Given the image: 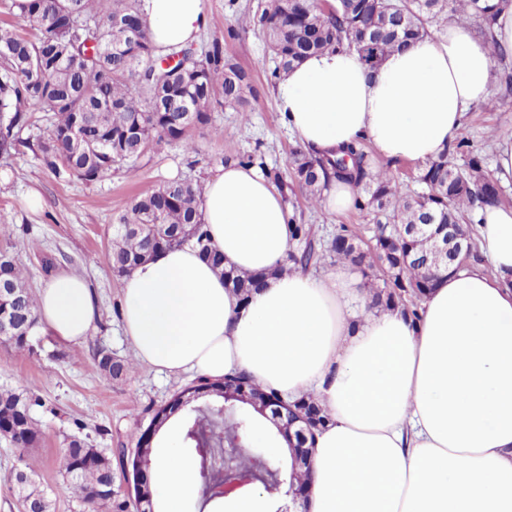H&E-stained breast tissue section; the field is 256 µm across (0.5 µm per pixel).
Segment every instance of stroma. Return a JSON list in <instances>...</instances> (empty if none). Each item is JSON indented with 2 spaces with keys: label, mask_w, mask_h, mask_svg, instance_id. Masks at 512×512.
Wrapping results in <instances>:
<instances>
[{
  "label": "stroma",
  "mask_w": 512,
  "mask_h": 512,
  "mask_svg": "<svg viewBox=\"0 0 512 512\" xmlns=\"http://www.w3.org/2000/svg\"><path fill=\"white\" fill-rule=\"evenodd\" d=\"M264 4L265 0H203L210 24L201 44L219 41L225 56L251 74L255 92L248 95L245 110L214 109L210 125L193 131L198 153L165 144L135 165L113 171L108 179H60L33 148L47 135V122L39 112L34 127L25 132L31 147L21 148L8 159L0 157V224L10 230L9 244L22 260L29 288H36L49 271L65 269L83 276L99 302V318L81 342L63 344L45 330L40 333V347L31 352L0 342V387H28L38 395L41 404L33 408L32 415L42 432L40 443L22 455L0 438V475L17 461H25L36 482L48 492L51 512H90L88 505L70 493L55 467L62 448L75 436L111 459L113 498L127 502V512H136L130 492V459L138 438L156 410L199 381L195 373L171 375L139 363L129 378H112L98 369L93 358L97 348H107L117 358L133 354L120 316L122 279L113 272L108 253L114 224L148 188L174 179L203 181L221 161L254 151L268 167L285 169L296 142L276 109L271 81L274 64L264 38L251 29L234 38L228 34L237 19L252 17ZM494 71L492 93L499 106L489 111L476 105L468 111L462 130L468 150L458 154V166H465L472 153L494 160L498 139L512 133V97L504 94L512 63H495ZM32 192L41 198L35 210L25 203ZM304 218L324 236L340 224L354 228L363 240L373 235L371 215L355 209L331 214L320 205L305 210Z\"/></svg>",
  "instance_id": "obj_1"
}]
</instances>
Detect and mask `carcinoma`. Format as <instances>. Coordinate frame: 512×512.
I'll return each instance as SVG.
<instances>
[{
	"label": "carcinoma",
	"instance_id": "1",
	"mask_svg": "<svg viewBox=\"0 0 512 512\" xmlns=\"http://www.w3.org/2000/svg\"><path fill=\"white\" fill-rule=\"evenodd\" d=\"M14 0H0V8L14 19V29L0 28V156L8 158L24 144L22 133L34 125L31 109L41 105L50 114L47 141L38 144L44 163L58 176L86 182L104 180L112 171L134 164L147 150L178 142L188 153H198L190 131L210 121L214 105L241 107L251 89L250 74L224 57L214 42L156 54L148 36L141 0H31L18 16ZM462 21H476L489 33L495 21L494 0H338L324 10L318 0H267L252 18L264 34L278 77L310 54L349 51L374 69L392 52L430 34L434 18L448 9ZM135 20L136 40L117 23ZM468 147L465 139L451 142L421 171L424 190L410 195L388 170L375 167L357 140L321 153L299 147L289 157V178L313 207L335 181L352 184L356 209L374 213L375 244L364 251L355 231L344 224L329 239L316 238L314 225L302 222L291 209L292 246L278 273L307 271L327 262L356 267L381 311L396 307L415 319L419 303L444 269L427 262L440 224H472V213L501 203L502 189L485 170L484 158L469 156L466 169L451 160ZM200 183L171 180L137 198L120 217L112 251V271L130 273L146 258L164 250L192 246L209 260L224 284L248 299L261 275L224 267L212 247L199 201ZM431 223L426 234L407 240L397 236L399 224ZM14 296L0 299V319L13 331L0 340L19 350L39 344L40 322L33 293L28 289L18 256L0 249V288ZM98 368L111 377L129 374L131 358L112 359L102 347L95 353ZM39 403L31 390L0 388V436L24 457L40 441L31 415ZM293 409L315 412V428L329 420L325 408L308 395ZM245 407L219 413V406L192 410L184 424V441L199 458L201 492L214 500L209 475L216 470L218 450L237 449V465L255 473L268 471L266 458L249 446ZM59 473L86 504L108 510L112 498L100 495L107 457L90 458L86 441L72 438L56 460ZM27 468L14 467L7 477L9 491L29 512H50L45 492Z\"/></svg>",
	"mask_w": 512,
	"mask_h": 512
}]
</instances>
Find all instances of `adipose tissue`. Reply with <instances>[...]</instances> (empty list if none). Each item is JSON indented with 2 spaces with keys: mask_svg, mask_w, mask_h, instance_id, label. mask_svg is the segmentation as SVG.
<instances>
[{
  "mask_svg": "<svg viewBox=\"0 0 512 512\" xmlns=\"http://www.w3.org/2000/svg\"><path fill=\"white\" fill-rule=\"evenodd\" d=\"M494 43L512 61V0H498ZM157 52L194 42L203 0H143ZM490 42V43H493ZM489 42L449 21L374 70L347 51L306 58L274 88L297 143L326 150L363 139L387 159L426 162L490 102ZM203 222L224 265L266 273L242 301L192 247L161 251L123 281L122 326L136 359L213 379L242 370L294 401L314 393L331 419L318 432L305 512H512V207L477 210L484 264L441 278L418 319L363 314L340 269L277 274L290 213L257 168L208 174ZM50 335L80 342L98 316L85 280L61 271L37 292ZM165 512L196 495L178 453L154 457Z\"/></svg>",
  "mask_w": 512,
  "mask_h": 512,
  "instance_id": "obj_1",
  "label": "adipose tissue"
}]
</instances>
